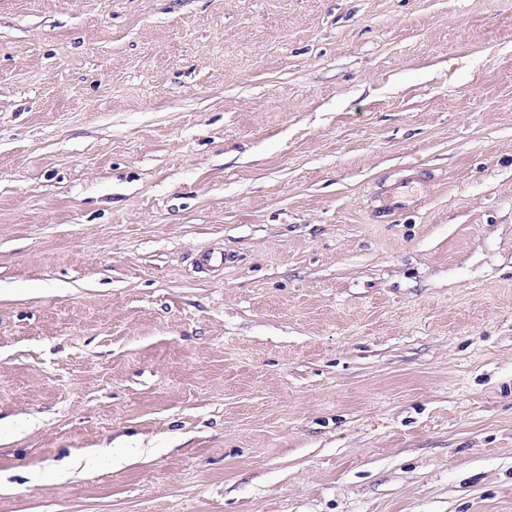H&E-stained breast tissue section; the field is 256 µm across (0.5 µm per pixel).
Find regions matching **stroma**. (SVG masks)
<instances>
[{
	"label": "stroma",
	"instance_id": "stroma-1",
	"mask_svg": "<svg viewBox=\"0 0 512 512\" xmlns=\"http://www.w3.org/2000/svg\"><path fill=\"white\" fill-rule=\"evenodd\" d=\"M0 512H512V0H0ZM425 173L418 166L410 168L406 177L396 182L378 196V209L389 215H397L407 211H415L420 206L421 197L417 188L424 185Z\"/></svg>",
	"mask_w": 512,
	"mask_h": 512
}]
</instances>
